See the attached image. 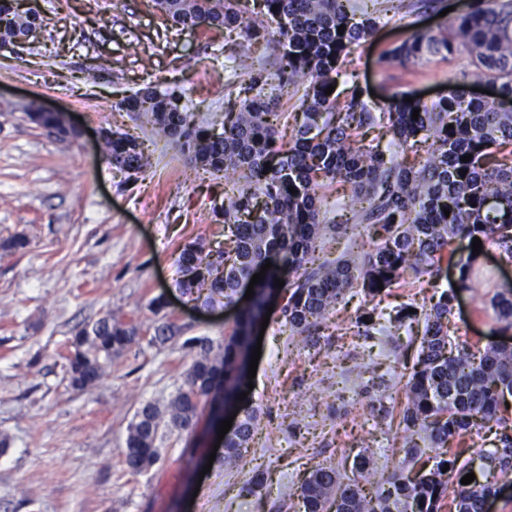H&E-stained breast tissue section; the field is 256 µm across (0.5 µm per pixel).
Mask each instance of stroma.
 I'll return each mask as SVG.
<instances>
[{
	"instance_id": "obj_1",
	"label": "stroma",
	"mask_w": 512,
	"mask_h": 512,
	"mask_svg": "<svg viewBox=\"0 0 512 512\" xmlns=\"http://www.w3.org/2000/svg\"><path fill=\"white\" fill-rule=\"evenodd\" d=\"M31 2L45 19L38 38L0 48V436L11 439L0 453V512H293L316 464L365 455L380 473L400 466L401 432L381 409L403 401L423 327L392 324L358 340L350 327L364 297L355 292L308 349L271 314L246 397L259 409V428L242 458L211 459L217 437L206 425L192 434L165 427L160 462L146 474L127 471L128 425L142 403L166 406L181 386L193 359L184 339L222 341L237 309L197 306L176 286L183 246L211 249L224 239L215 213L223 180L194 169L118 103L154 82L185 90L197 122H210L224 110V59L239 48L219 31L177 30L153 0ZM444 24L435 11L403 10L353 48L368 105L396 92L435 103L472 71L464 51L406 68L381 65L414 32L439 35ZM32 103L80 119L84 136L48 135L29 120ZM104 129L143 141L150 168L130 176L107 163ZM17 237L26 247L9 248ZM457 277L451 267L436 286H396L379 308L423 303ZM511 282L498 252L485 247L455 308L458 340L490 342L500 327L492 300ZM157 298L164 308L155 309ZM106 316L136 325L137 337L93 385L73 390L64 366L70 342ZM166 321L179 337L151 343ZM256 470L266 487L241 493Z\"/></svg>"
}]
</instances>
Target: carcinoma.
Masks as SVG:
<instances>
[{
    "mask_svg": "<svg viewBox=\"0 0 512 512\" xmlns=\"http://www.w3.org/2000/svg\"><path fill=\"white\" fill-rule=\"evenodd\" d=\"M158 10L181 29L222 31L253 47L277 35L276 70L259 71L247 86L227 83L228 108L211 126L196 123L183 104V94L147 85L124 97L119 107L143 118L154 135L179 146L195 168L211 175L237 178L224 192L226 249L213 251L200 242L184 246L176 259L177 287L204 306L235 301L255 270L275 254H288V266H272L236 319L228 338L192 337L184 345L195 352L183 385L166 405L142 404L125 439V464L140 475L161 458L157 441L163 414L167 426L196 428L202 403L209 404V422L220 421L223 407H235L241 419L224 437V459L242 457L258 424V409L238 398L249 385L248 356L252 332L267 314V298L282 297L280 317L291 331L316 343L329 313L357 289L369 302L411 276L437 279L442 262L458 268L456 286L441 292L428 309L406 304L394 320L424 322L420 350L405 384L399 425L407 433L401 452L413 461L425 453L414 436H422L436 452L435 467L419 477L392 472L380 476L372 495L360 480L369 471L360 456L350 473L319 464L303 480L298 494L301 512H441V501L453 486L454 512H484L487 499L499 494L495 481L461 484L470 473L457 446L500 415L505 394L512 395V346L490 342L476 354L450 334L455 289L468 290L478 256L459 257L453 249L459 236L475 237L512 263V166L492 167L493 151L512 147V110L501 101L470 96L468 75L449 89L434 107L409 92H397L374 115L363 100L358 75L347 69V50L372 37L381 19L404 8V0H155ZM343 33H338L340 26ZM44 17L24 8L22 0H0V42L23 44L37 37ZM465 50L472 57L477 81L497 86L512 99V0H470L465 12L448 21V36L420 32L390 49L387 64L405 66L429 55ZM342 78L351 83L344 101L325 94ZM302 92V121L288 148L277 145L275 121L280 113L267 88ZM410 97L413 102H406ZM418 119H412L413 110ZM29 119L49 134L75 139L53 112H33ZM381 121L391 132L386 149L365 144L363 128ZM424 134L432 139L425 163L415 168L398 160L399 149ZM104 158L113 167L138 174L149 165L144 144L133 136L105 131ZM472 155L467 162L460 161ZM270 166H265V163ZM467 174H461V171ZM341 183L353 195L352 224H328L318 190ZM295 193H290L289 188ZM450 210L445 214L444 210ZM373 228L369 250L324 254L326 235L361 237L362 225ZM284 280L278 287L275 279ZM383 288H378V283ZM416 312H409V309ZM498 322L512 328V287L494 300ZM377 306L358 310L354 335L365 340L384 330ZM178 329L168 323L155 328L152 342L164 345ZM137 328L110 316L78 332L73 351L65 356L70 384L83 390L99 379L112 356L120 354ZM486 470L512 473V435L502 434L496 448L484 452Z\"/></svg>",
    "mask_w": 512,
    "mask_h": 512,
    "instance_id": "cac0c4a2",
    "label": "carcinoma"
}]
</instances>
